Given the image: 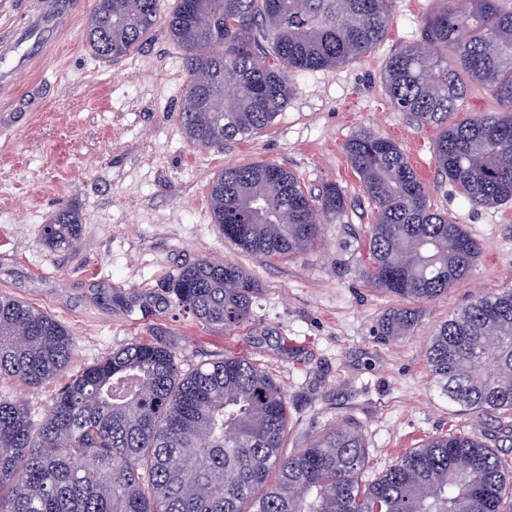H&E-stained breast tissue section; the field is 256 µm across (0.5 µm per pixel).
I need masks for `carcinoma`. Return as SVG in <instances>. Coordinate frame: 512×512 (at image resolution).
Returning a JSON list of instances; mask_svg holds the SVG:
<instances>
[{"label": "carcinoma", "instance_id": "obj_1", "mask_svg": "<svg viewBox=\"0 0 512 512\" xmlns=\"http://www.w3.org/2000/svg\"><path fill=\"white\" fill-rule=\"evenodd\" d=\"M390 0H175L165 17L184 52L188 92L179 123L199 148L267 128L295 77L330 70L387 36ZM161 0H94L84 39L98 59L137 49ZM393 109L440 132L433 156L474 207L512 201V10L500 0H448L422 39L386 61ZM473 86L499 110L449 120ZM345 152L375 205L369 282L431 301L467 277L479 255L464 225L433 209L397 142L369 130ZM213 223L257 258L311 247L319 218L346 206L336 184L308 192L275 163L228 167L209 188ZM82 218L63 206L44 225L51 249L74 246ZM167 305L233 331L252 315L256 284L240 266L202 258L164 284ZM71 334L47 314L0 294V380L39 389L66 369ZM431 381L465 411L512 415V288L453 314L434 332ZM288 397L255 363L226 356L181 372L176 353L139 342L75 374L33 420L0 392V512H502L512 471L479 437L450 433L403 454L377 480L360 479L365 442L332 426L284 454Z\"/></svg>", "mask_w": 512, "mask_h": 512}]
</instances>
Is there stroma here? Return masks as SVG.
I'll return each mask as SVG.
<instances>
[{
    "label": "stroma",
    "mask_w": 512,
    "mask_h": 512,
    "mask_svg": "<svg viewBox=\"0 0 512 512\" xmlns=\"http://www.w3.org/2000/svg\"><path fill=\"white\" fill-rule=\"evenodd\" d=\"M74 3L57 42L26 43L31 68L0 88V293L72 334L68 373L139 341L163 342L185 373L240 354L287 392L286 452L327 426L355 428L366 445L361 479L371 482L431 438L464 432L512 465V416L461 411L429 382L435 329L478 296L512 288V202L472 208L434 164L438 127L394 111L383 85L387 59L419 41L434 0H391L392 24L371 55L300 73L270 126L207 150L181 129L187 75L164 23L131 54L104 62L83 38L93 0ZM363 129L396 141L433 208L478 242L471 274L446 295L411 304L369 283L375 210L344 150ZM260 161L286 168L311 193L330 183L344 190L345 209L322 217L312 248L258 259L213 224V179ZM62 206L80 212L83 232L72 248L53 250L43 226ZM202 257L237 264L257 283L244 327L225 333L167 308L166 278ZM408 308L411 327L388 332Z\"/></svg>",
    "instance_id": "35a3bbf8"
}]
</instances>
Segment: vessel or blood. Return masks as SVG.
<instances>
[{"label":"vessel or blood","mask_w":512,"mask_h":512,"mask_svg":"<svg viewBox=\"0 0 512 512\" xmlns=\"http://www.w3.org/2000/svg\"><path fill=\"white\" fill-rule=\"evenodd\" d=\"M71 15L70 0H37L22 31L0 38V55L6 58L5 63L0 64V83L14 84L18 70L29 62V55L19 50L23 38L33 36L41 38L43 43H51Z\"/></svg>","instance_id":"vessel-or-blood-1"}]
</instances>
